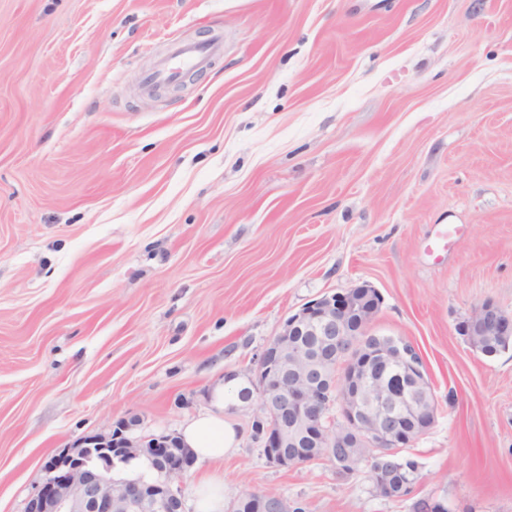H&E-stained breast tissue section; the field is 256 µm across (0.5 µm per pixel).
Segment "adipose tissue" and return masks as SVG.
Here are the masks:
<instances>
[{"instance_id": "1", "label": "adipose tissue", "mask_w": 512, "mask_h": 512, "mask_svg": "<svg viewBox=\"0 0 512 512\" xmlns=\"http://www.w3.org/2000/svg\"><path fill=\"white\" fill-rule=\"evenodd\" d=\"M213 411L200 414L181 432V438L195 456L203 461H216L236 448L239 437L236 429L222 416L224 389L215 387L212 392Z\"/></svg>"}]
</instances>
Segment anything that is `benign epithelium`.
Wrapping results in <instances>:
<instances>
[{
  "label": "benign epithelium",
  "mask_w": 512,
  "mask_h": 512,
  "mask_svg": "<svg viewBox=\"0 0 512 512\" xmlns=\"http://www.w3.org/2000/svg\"><path fill=\"white\" fill-rule=\"evenodd\" d=\"M383 304L367 282L324 295L289 316L260 355L256 367L252 432L278 467L298 466L301 441L312 460L327 458L342 469L358 463L365 448L381 455L409 448L432 427L435 397L423 360L399 339L371 332ZM316 337L307 346L296 337ZM469 344L487 354L492 336L512 335V315L490 302L475 305L458 326ZM346 358L341 377L326 372ZM398 369L403 388L395 394L386 374ZM338 408L340 421L329 417ZM137 420L125 419L105 434L63 448L44 465L43 482L24 512H183L184 459L193 457L175 433L139 436ZM149 461L158 478L112 476L115 459ZM375 493L390 491V475L374 470ZM256 512H297L281 495L256 493Z\"/></svg>",
  "instance_id": "1"
}]
</instances>
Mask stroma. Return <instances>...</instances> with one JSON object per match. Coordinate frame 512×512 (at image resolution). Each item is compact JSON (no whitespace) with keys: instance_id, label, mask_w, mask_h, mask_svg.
<instances>
[{"instance_id":"35a3bbf8","label":"stroma","mask_w":512,"mask_h":512,"mask_svg":"<svg viewBox=\"0 0 512 512\" xmlns=\"http://www.w3.org/2000/svg\"><path fill=\"white\" fill-rule=\"evenodd\" d=\"M205 39L208 67L144 91ZM363 281L437 400L413 493L276 467L236 401L225 502L512 512V349L457 331L484 301L512 315V0H0V512L84 435L180 432ZM220 50L218 42L210 40L194 44L175 43L169 54L158 60L144 78L145 90L180 80L189 70L204 69ZM268 493H255L253 497L255 510L257 512H296L299 504L295 501L281 495H271ZM298 512H306L304 508H299Z\"/></svg>"}]
</instances>
